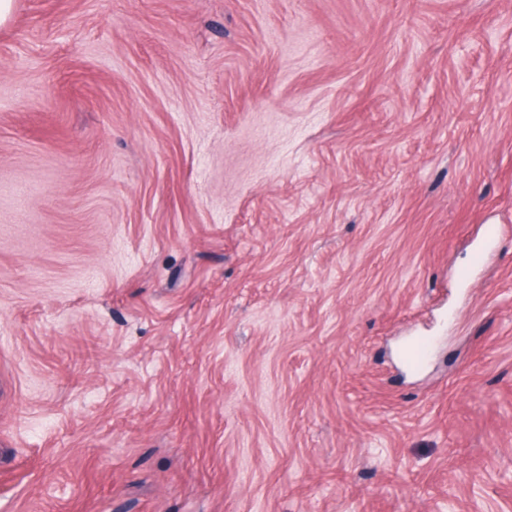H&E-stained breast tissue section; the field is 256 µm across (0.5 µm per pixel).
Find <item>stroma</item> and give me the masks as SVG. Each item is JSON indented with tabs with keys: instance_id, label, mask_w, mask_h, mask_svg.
Returning <instances> with one entry per match:
<instances>
[{
	"instance_id": "stroma-1",
	"label": "stroma",
	"mask_w": 512,
	"mask_h": 512,
	"mask_svg": "<svg viewBox=\"0 0 512 512\" xmlns=\"http://www.w3.org/2000/svg\"><path fill=\"white\" fill-rule=\"evenodd\" d=\"M0 512H512V0H14Z\"/></svg>"
}]
</instances>
